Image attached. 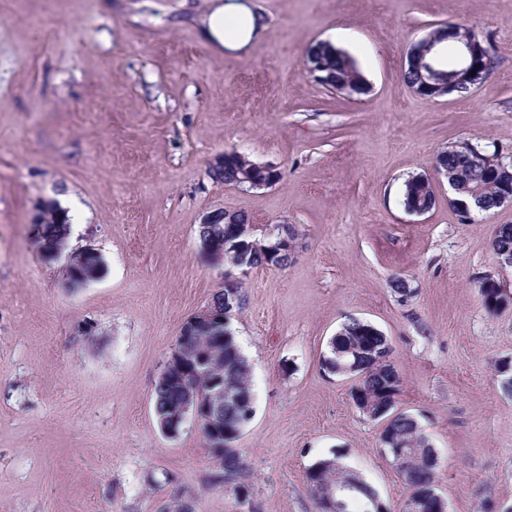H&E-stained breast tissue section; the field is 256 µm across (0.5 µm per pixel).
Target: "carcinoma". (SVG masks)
<instances>
[{
    "label": "carcinoma",
    "mask_w": 512,
    "mask_h": 512,
    "mask_svg": "<svg viewBox=\"0 0 512 512\" xmlns=\"http://www.w3.org/2000/svg\"><path fill=\"white\" fill-rule=\"evenodd\" d=\"M331 70L338 82L358 84L363 82V73L357 63L348 54L331 43H318L311 47ZM440 166L451 175H458L463 184L475 187L481 191L485 206L483 214L490 215L497 209L498 197L504 188L500 178L491 168L474 164L464 153L448 150V153L437 157ZM243 160L234 154L224 157V170L212 175L215 181L229 183L233 181ZM402 206L420 204L431 211L435 208V195L430 187L416 183L412 178L403 182L401 192ZM37 246L42 251H48L62 240L69 237L70 224L49 220L36 225ZM246 242L252 244L249 256L254 267H264L271 263L278 268H285L292 262L287 255L270 258L267 252L268 241L259 234L243 233ZM493 240L503 251H512V224H502L494 229ZM100 259L91 255L78 253L72 256L69 268L72 273L92 278L100 276L103 267L99 266ZM386 346H391L390 339L385 335H374L365 323L351 318L345 322L336 336L329 340L327 358L338 363L348 361L357 363L356 373L361 375L357 387L372 403L379 405L386 400L397 401L401 386L395 385L393 373L376 364L371 354ZM183 361L190 367H199V360H205L206 373L201 378L194 379L201 391L209 393L207 383L215 378L224 380V390L237 395L253 392L251 383V367L248 360L238 350L234 336L224 337L199 336L195 341L184 347ZM186 398L183 378H166L157 380L154 392V413L156 419H168L179 413ZM217 414V424L214 429L217 434H230L238 426L241 408L237 401L227 399L213 404ZM392 439L401 443L406 456L394 461L396 469L407 486L409 492L418 495L422 503L418 512H430L425 501L430 499V493L436 490L437 459L433 448L430 447L426 434L422 431L417 420L410 414L400 412L387 424ZM219 470L213 475V483L232 490L238 487L252 489V471L235 448L224 451L218 458ZM309 485L327 487L329 485L343 486L355 484L359 487L358 497L347 502L341 512H364L363 502L377 496L375 489L359 475L340 464V457L332 455L318 460V465L308 471Z\"/></svg>",
    "instance_id": "carcinoma-1"
}]
</instances>
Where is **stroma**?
<instances>
[{
    "mask_svg": "<svg viewBox=\"0 0 512 512\" xmlns=\"http://www.w3.org/2000/svg\"><path fill=\"white\" fill-rule=\"evenodd\" d=\"M264 36L248 55L200 31L209 0H0V512H159L183 492L193 512H246L214 486L199 428L165 437L154 385L186 320L224 285L200 246L202 216L224 208L293 224L285 268L253 269L231 328L252 368L255 414L235 441L259 512H316L308 470L339 453L389 512L407 489L379 451L380 422L354 379L324 370L352 318L391 339L399 411L434 448L450 512L512 506V311L489 314L479 279L512 289L491 247L512 206L471 224L438 189L404 212L405 178L467 140L512 155V0H248ZM459 22L489 39L484 84L436 101L401 77L404 49ZM337 38L370 92L311 79L305 51ZM238 150L280 172L241 190L207 172ZM70 199L71 248H95L103 277L66 288L45 261L38 205ZM414 294L401 299L392 278Z\"/></svg>",
    "mask_w": 512,
    "mask_h": 512,
    "instance_id": "35a3bbf8",
    "label": "stroma"
}]
</instances>
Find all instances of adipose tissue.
Here are the masks:
<instances>
[{"instance_id":"1","label":"adipose tissue","mask_w":512,"mask_h":512,"mask_svg":"<svg viewBox=\"0 0 512 512\" xmlns=\"http://www.w3.org/2000/svg\"><path fill=\"white\" fill-rule=\"evenodd\" d=\"M210 12L202 21L203 36L214 44L217 50H243L254 36L262 33V25L256 24L255 16L246 0H211ZM239 21L244 31L235 36H227L225 20Z\"/></svg>"}]
</instances>
